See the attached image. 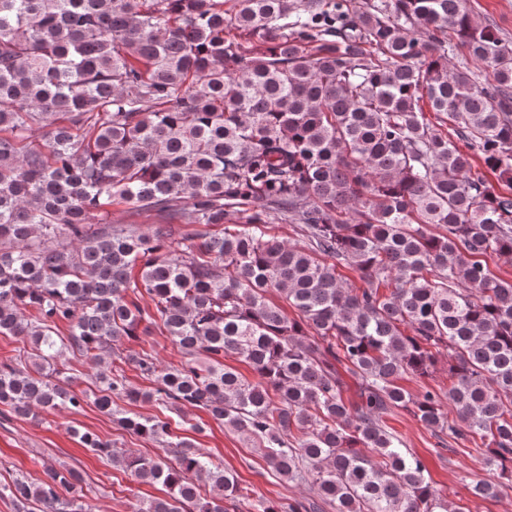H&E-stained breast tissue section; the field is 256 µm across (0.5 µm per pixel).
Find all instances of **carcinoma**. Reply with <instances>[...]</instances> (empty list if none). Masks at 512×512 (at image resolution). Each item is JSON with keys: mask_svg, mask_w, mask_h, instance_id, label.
I'll return each mask as SVG.
<instances>
[{"mask_svg": "<svg viewBox=\"0 0 512 512\" xmlns=\"http://www.w3.org/2000/svg\"><path fill=\"white\" fill-rule=\"evenodd\" d=\"M459 49L490 77L450 64ZM486 169L512 182V43L466 0H0V335L31 345L0 363V405L34 421L80 408L57 359L91 360L95 408L161 445L135 456L76 432L164 487L135 512H231L248 491L172 432L164 414L186 405L316 491L256 512H456L384 424L394 409L479 438L491 477L472 493L495 498L512 479V279L486 257L512 256V188ZM115 202L157 224H112ZM277 221L306 246L271 235ZM153 324L184 363L118 350ZM442 355L448 392L398 386ZM110 358L155 386L127 387ZM80 481L50 465L0 498L92 512Z\"/></svg>", "mask_w": 512, "mask_h": 512, "instance_id": "cac0c4a2", "label": "carcinoma"}]
</instances>
